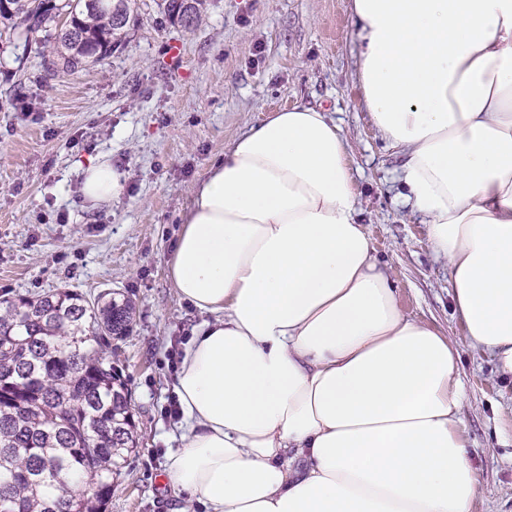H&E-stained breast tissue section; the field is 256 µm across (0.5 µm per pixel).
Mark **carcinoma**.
<instances>
[{"label":"carcinoma","instance_id":"obj_1","mask_svg":"<svg viewBox=\"0 0 512 512\" xmlns=\"http://www.w3.org/2000/svg\"><path fill=\"white\" fill-rule=\"evenodd\" d=\"M0 0V37L54 46L45 78L98 63L141 20L137 0ZM167 19L193 29L207 0H160ZM130 299L70 289L0 309V512H105L137 447L128 384L112 341L129 335ZM88 485L74 492L62 478Z\"/></svg>","mask_w":512,"mask_h":512}]
</instances>
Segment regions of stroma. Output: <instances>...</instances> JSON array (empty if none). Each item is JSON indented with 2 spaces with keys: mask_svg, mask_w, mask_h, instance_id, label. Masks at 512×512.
Here are the masks:
<instances>
[{
  "mask_svg": "<svg viewBox=\"0 0 512 512\" xmlns=\"http://www.w3.org/2000/svg\"><path fill=\"white\" fill-rule=\"evenodd\" d=\"M143 20L101 64L47 81L41 45L0 41V303L69 288L131 298L130 336L113 359L132 393L139 445L106 512H205L166 479L182 444L161 410L169 368L207 314L168 277L192 188L271 112L326 110L348 145L358 208L401 311L458 346L464 435L477 473L472 512H512V376L470 343L453 310L448 264L398 197L403 160L375 131L353 81L350 0H208L190 31L141 0ZM181 43L184 66L167 62ZM103 156L124 175L118 199L84 201L82 167ZM66 222H57L58 212Z\"/></svg>",
  "mask_w": 512,
  "mask_h": 512,
  "instance_id": "stroma-1",
  "label": "stroma"
}]
</instances>
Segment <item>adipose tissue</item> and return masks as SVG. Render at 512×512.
Segmentation results:
<instances>
[{
	"mask_svg": "<svg viewBox=\"0 0 512 512\" xmlns=\"http://www.w3.org/2000/svg\"><path fill=\"white\" fill-rule=\"evenodd\" d=\"M355 84L448 263L468 340L512 375V0H351ZM91 204L119 197L103 158ZM169 279L212 319L175 384L170 485L208 512H472L458 352L406 316L340 129L293 107L192 191Z\"/></svg>",
	"mask_w": 512,
	"mask_h": 512,
	"instance_id": "1",
	"label": "adipose tissue"
}]
</instances>
